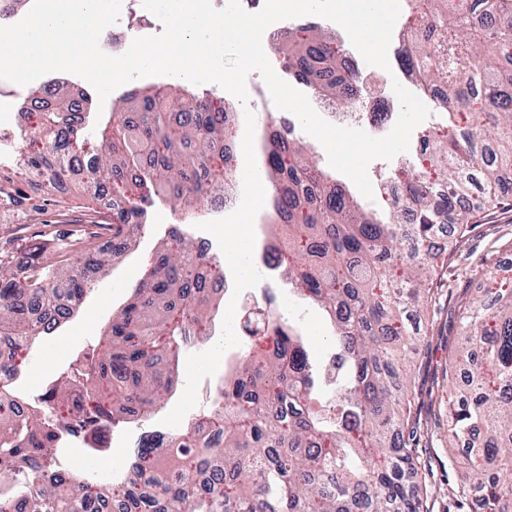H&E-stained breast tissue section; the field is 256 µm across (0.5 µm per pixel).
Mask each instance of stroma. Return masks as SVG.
I'll use <instances>...</instances> for the list:
<instances>
[{
	"instance_id": "obj_1",
	"label": "stroma",
	"mask_w": 512,
	"mask_h": 512,
	"mask_svg": "<svg viewBox=\"0 0 512 512\" xmlns=\"http://www.w3.org/2000/svg\"><path fill=\"white\" fill-rule=\"evenodd\" d=\"M398 49V43H391L389 69L365 63L360 66L371 92L384 98L394 115L399 112V102L391 77L401 72ZM26 122L18 102L0 98V126L6 130L0 137V186L15 181L23 172L21 160L27 147L19 133ZM22 189L23 210H0L1 259L19 258L28 245L41 242L52 248L68 243L64 257L71 261L85 260L91 249L111 246V192H104L102 199L93 203L87 200L80 180H73L67 191L49 192L42 179L36 177L23 183ZM209 218L207 209H200L189 218L173 203L155 199L136 240L124 253L116 255L108 271L94 280L73 317L52 334L35 339L25 363L10 383L14 395L25 398L30 405H39L45 382L65 371L77 354L100 348L105 324L129 301L145 274L148 259L163 249L170 232L176 229L189 239H198L202 235L198 223ZM507 242L512 245V198L477 214L464 235L436 234L432 249L444 255L446 261L436 271L427 309L406 320L410 334L423 339L420 352L406 356L412 391L410 421L404 431L405 436L416 439L418 473L414 481L423 490L420 512H471L461 496L464 468L460 454L448 447V401L455 394L448 381V347L455 344L459 333L460 300L484 295L493 279L512 282V248H503ZM271 285L280 293L282 318L301 335L314 359H325L332 328L322 307L300 299L281 274H274ZM184 386V375H177L166 401L150 417L116 426L106 454H88L80 442L72 440L63 450L64 457L85 473L110 479L113 470L126 466L133 438L158 427L179 400Z\"/></svg>"
}]
</instances>
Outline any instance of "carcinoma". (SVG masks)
Returning <instances> with one entry per match:
<instances>
[{"label":"carcinoma","mask_w":512,"mask_h":512,"mask_svg":"<svg viewBox=\"0 0 512 512\" xmlns=\"http://www.w3.org/2000/svg\"><path fill=\"white\" fill-rule=\"evenodd\" d=\"M403 19L412 39L401 50L404 68L423 87L447 92L437 108L446 129L427 143L426 161L407 162L393 179L397 199L386 221L361 210L345 188L325 177L303 148L280 137L264 141L275 217L288 227L279 242L288 283L326 309L336 335V369L328 408L311 404L321 380L302 338L276 314L259 321L258 351L242 356L224 381V401L196 428L224 441L200 446L194 431L171 436L169 463L137 449L127 479L106 490L90 476L56 472L53 451L66 436L101 441V430L128 416H146L170 393L174 367L192 338L207 335L215 300L209 283L220 265L201 263L196 245L179 232L152 257L130 302L112 316L100 352L76 359L57 377L44 406L22 415L0 382V475L25 466L23 486L0 495V512H420L407 490L412 449L398 436L404 421L407 373L401 347L413 348L403 315L422 309L437 227L462 226L469 216L512 195V0H410ZM280 63L319 95L350 105V77L340 70L334 42L307 28L288 32ZM56 84L55 99L32 113L24 138V165L55 189L70 175L81 148L84 116ZM127 113L106 123L84 190L100 179L125 206L112 212V238L126 242L141 228L145 207L162 196L187 210L233 189L237 168L226 146L238 139L222 103L184 107L172 87L130 94ZM479 183L486 199L465 204ZM28 248L22 263L0 261V334L18 342V373L40 323L24 312L65 317L108 262L98 251L94 268ZM463 336L448 362V379H464L448 402L455 444L466 449L462 497L512 512V489L502 481L512 463V286L497 284L487 297L459 305ZM491 367V373L482 364Z\"/></svg>","instance_id":"carcinoma-1"}]
</instances>
